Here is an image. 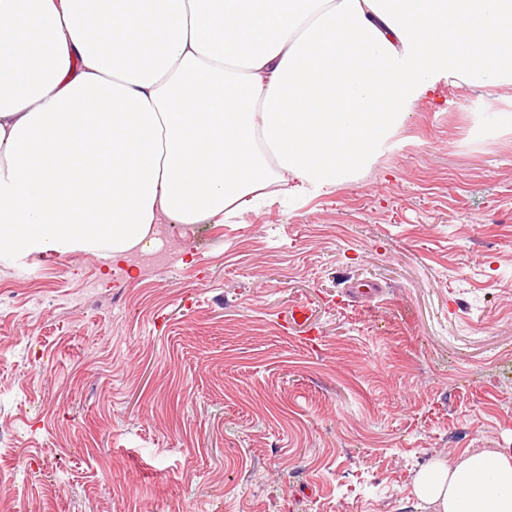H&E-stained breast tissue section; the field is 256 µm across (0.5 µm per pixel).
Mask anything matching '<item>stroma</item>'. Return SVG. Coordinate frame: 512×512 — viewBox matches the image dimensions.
Instances as JSON below:
<instances>
[{
    "label": "stroma",
    "mask_w": 512,
    "mask_h": 512,
    "mask_svg": "<svg viewBox=\"0 0 512 512\" xmlns=\"http://www.w3.org/2000/svg\"><path fill=\"white\" fill-rule=\"evenodd\" d=\"M512 89L440 81L362 178L167 224L160 270L0 261V512H432L512 446ZM413 489L434 512H512V448L439 457L415 476Z\"/></svg>",
    "instance_id": "obj_1"
}]
</instances>
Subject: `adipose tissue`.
<instances>
[{
  "instance_id": "1",
  "label": "adipose tissue",
  "mask_w": 512,
  "mask_h": 512,
  "mask_svg": "<svg viewBox=\"0 0 512 512\" xmlns=\"http://www.w3.org/2000/svg\"><path fill=\"white\" fill-rule=\"evenodd\" d=\"M512 87V0H0V259L129 264L161 219L324 196L440 80ZM434 512H512V448L437 458Z\"/></svg>"
}]
</instances>
